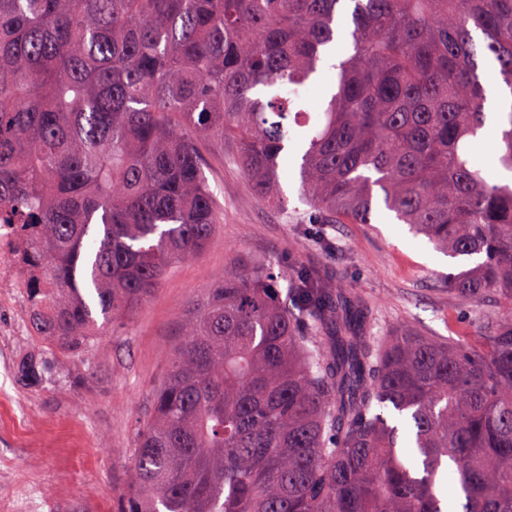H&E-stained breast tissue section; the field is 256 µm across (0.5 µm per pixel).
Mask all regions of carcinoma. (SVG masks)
Segmentation results:
<instances>
[{"label": "carcinoma", "mask_w": 512, "mask_h": 512, "mask_svg": "<svg viewBox=\"0 0 512 512\" xmlns=\"http://www.w3.org/2000/svg\"><path fill=\"white\" fill-rule=\"evenodd\" d=\"M488 64L512 94V0H0V221L27 243L49 350H82L205 250L202 140H234L278 209L292 147L327 223L381 202L480 256L448 274L479 337L448 341L385 327L319 267L225 271L184 314L115 512H443L450 468L463 512H512V182L471 154ZM499 126L512 173V102Z\"/></svg>", "instance_id": "cac0c4a2"}]
</instances>
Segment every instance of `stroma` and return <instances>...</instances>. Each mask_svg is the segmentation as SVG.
<instances>
[{"label":"stroma","mask_w":512,"mask_h":512,"mask_svg":"<svg viewBox=\"0 0 512 512\" xmlns=\"http://www.w3.org/2000/svg\"><path fill=\"white\" fill-rule=\"evenodd\" d=\"M224 218L201 255L178 264L148 303L85 350L51 359L41 384L18 363L47 350L28 327L25 289L0 290V499L31 512H112L128 490L134 437L167 370L189 303L239 258L318 265L374 307L380 322L409 323L443 339L474 334L475 309L448 294L445 278L466 269L414 235L384 206L367 224H323L298 198L299 168L282 172L287 209L253 199L233 144L198 145ZM332 246H314L315 237Z\"/></svg>","instance_id":"1"}]
</instances>
